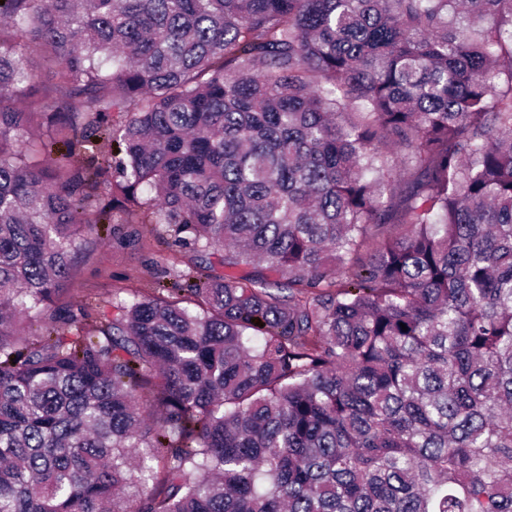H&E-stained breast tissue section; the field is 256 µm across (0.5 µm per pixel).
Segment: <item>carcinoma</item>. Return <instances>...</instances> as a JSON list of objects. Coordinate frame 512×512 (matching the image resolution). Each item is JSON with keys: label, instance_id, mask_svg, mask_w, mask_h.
Returning <instances> with one entry per match:
<instances>
[{"label": "carcinoma", "instance_id": "1", "mask_svg": "<svg viewBox=\"0 0 512 512\" xmlns=\"http://www.w3.org/2000/svg\"><path fill=\"white\" fill-rule=\"evenodd\" d=\"M0 512H512V0H0ZM139 232L142 246L125 248L113 239L93 238L72 264L67 288L70 301L85 311L82 325L91 331L112 298L149 297L156 287L158 270L181 259L183 250L169 239L161 224H129ZM101 306V307H100Z\"/></svg>", "mask_w": 512, "mask_h": 512}]
</instances>
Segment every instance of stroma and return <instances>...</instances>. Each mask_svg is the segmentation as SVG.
<instances>
[{"instance_id": "35a3bbf8", "label": "stroma", "mask_w": 512, "mask_h": 512, "mask_svg": "<svg viewBox=\"0 0 512 512\" xmlns=\"http://www.w3.org/2000/svg\"><path fill=\"white\" fill-rule=\"evenodd\" d=\"M137 230L140 247L126 248L110 237L95 239L74 260L67 286L71 303L85 312V330L98 326L101 309L112 298L152 296L158 271L182 256L162 225L144 223Z\"/></svg>"}]
</instances>
